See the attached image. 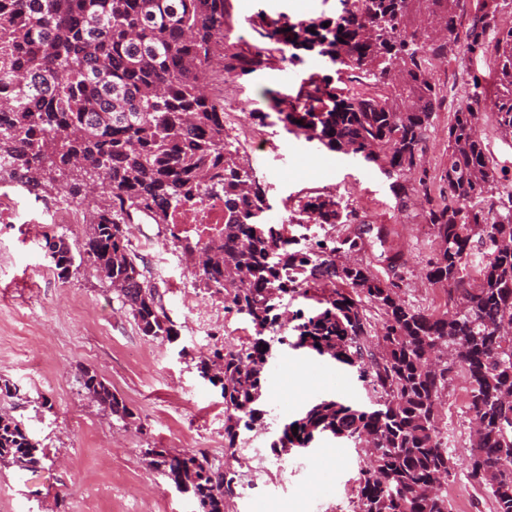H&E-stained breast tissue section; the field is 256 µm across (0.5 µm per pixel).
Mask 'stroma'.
<instances>
[{
    "label": "stroma",
    "instance_id": "1",
    "mask_svg": "<svg viewBox=\"0 0 512 512\" xmlns=\"http://www.w3.org/2000/svg\"><path fill=\"white\" fill-rule=\"evenodd\" d=\"M339 0H231L228 41L252 44L251 21L257 11L286 13L295 21L331 16ZM321 58L279 64L240 78L227 75V98L245 122L267 112L262 141L240 143L241 163L264 181L269 208L262 222L286 217V199L335 185L336 197L357 208L373 225H385V243H371L364 258L385 271L382 252L400 254L403 297L408 304L434 309L448 292L429 285L423 271L433 255V236H421L420 205L399 210L388 181L376 167L306 141L287 130L268 109L266 90L285 89L305 74L322 70ZM442 88L465 86L473 77L491 84L486 62L461 57L433 69ZM456 105L445 99L428 132L425 166L439 178L448 163L447 129ZM479 131L490 161L502 182L512 181V136H503L493 112L480 119ZM0 201L10 203L20 218L0 222V381L16 387L5 407L21 420L45 459L38 471L0 465V512H198L191 494L178 490L148 466L144 451L205 452L214 464H225L224 401L218 389L200 377L196 363L213 344L236 346L247 335L245 324L228 314L195 317L193 302L212 305L213 296L199 288L192 269L171 242L158 239L142 249L147 277L179 330L174 341L143 336L110 282L88 265L68 281L54 274L45 254L46 237L76 244L85 223L54 224L53 201L10 181L0 182ZM303 364L309 380L302 389L290 386V370ZM104 377L126 401L131 419L109 417L85 392L82 369ZM470 382L457 371L441 408V426L448 440L455 473L447 489L452 512H492L487 492L456 495L467 482L471 425L466 412ZM333 396L351 403L367 395L355 369L306 350L276 351L267 368L264 417L280 430L308 402ZM242 470L252 488L226 499L225 512H353L356 478L366 460L353 443L326 439L305 454L284 456L283 468L267 464L268 440L241 451Z\"/></svg>",
    "mask_w": 512,
    "mask_h": 512
}]
</instances>
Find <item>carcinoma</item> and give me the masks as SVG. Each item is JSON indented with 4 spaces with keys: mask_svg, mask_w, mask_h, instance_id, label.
I'll return each mask as SVG.
<instances>
[{
    "mask_svg": "<svg viewBox=\"0 0 512 512\" xmlns=\"http://www.w3.org/2000/svg\"><path fill=\"white\" fill-rule=\"evenodd\" d=\"M333 17L294 22L260 11L255 51L224 42L229 0H0V181L43 199L89 201L83 240L45 239L61 281L88 264L116 287L143 335L178 336L127 225L143 219L169 231L198 286L240 316L253 338L210 348L197 363L224 400V453L240 462L243 436L266 415V367L280 347L328 355L356 369L364 404L334 397L309 404L270 448L288 455L332 435L369 447L355 512H451L444 485L454 463L440 428L453 373L470 379L468 413L480 449L468 479L512 512V187L485 153L478 120L496 110L512 134V0H340ZM314 53L323 69L287 93L270 92L285 125L328 150L375 165L400 208H426L436 249L424 278L448 289L440 312L401 297L397 256L381 275L365 263L372 227L332 195L310 192L286 224H260L264 184L239 161L224 104L207 92L213 62L245 76L279 58ZM462 54L488 59L495 91L473 77L448 124V164L438 196L423 155L441 103L432 68ZM224 199V228L202 243L171 229L181 204ZM316 216L321 232L297 240L288 225ZM479 255L476 275L470 258ZM316 307L284 320V302ZM377 316H372L371 311ZM87 393L118 420L132 410L92 370ZM298 429H293V426ZM298 435H293V432ZM149 466L174 484L190 481L201 512H224L241 485L202 451L146 449ZM43 455L23 424L0 412V464L37 469Z\"/></svg>",
    "mask_w": 512,
    "mask_h": 512,
    "instance_id": "1",
    "label": "carcinoma"
}]
</instances>
